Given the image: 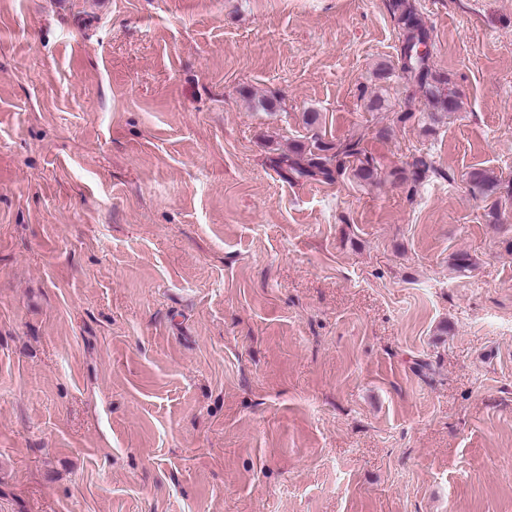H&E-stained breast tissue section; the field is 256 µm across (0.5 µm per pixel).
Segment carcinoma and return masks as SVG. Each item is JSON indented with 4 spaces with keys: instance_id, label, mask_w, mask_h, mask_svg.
I'll return each mask as SVG.
<instances>
[{
    "instance_id": "carcinoma-1",
    "label": "carcinoma",
    "mask_w": 512,
    "mask_h": 512,
    "mask_svg": "<svg viewBox=\"0 0 512 512\" xmlns=\"http://www.w3.org/2000/svg\"><path fill=\"white\" fill-rule=\"evenodd\" d=\"M391 9L400 29L401 46L397 66H383L382 71L399 70L409 97L421 96L442 112L460 109L457 94L445 91L448 79L433 74L431 52L421 55L419 45H430V32L419 16L415 0H392ZM354 164L353 175L365 181L377 177L373 159L360 148V141L350 139L338 143L314 141L310 146L298 145L278 161L292 178L332 181ZM470 191L475 196L489 198L500 189V180L482 169L469 173Z\"/></svg>"
}]
</instances>
